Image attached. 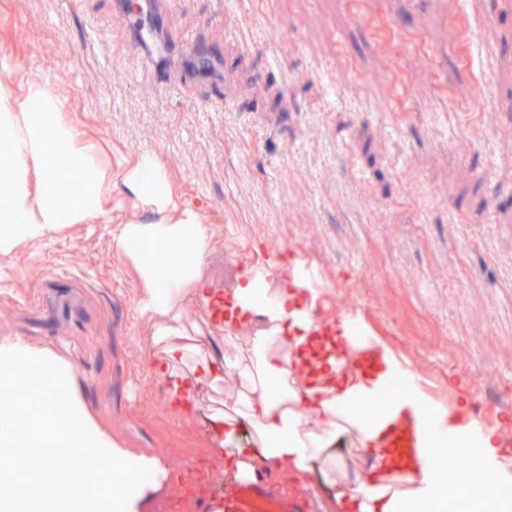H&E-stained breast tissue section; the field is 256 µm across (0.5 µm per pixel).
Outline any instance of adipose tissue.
I'll use <instances>...</instances> for the list:
<instances>
[{"label":"adipose tissue","instance_id":"ef3b65f1","mask_svg":"<svg viewBox=\"0 0 512 512\" xmlns=\"http://www.w3.org/2000/svg\"><path fill=\"white\" fill-rule=\"evenodd\" d=\"M11 57H0V259L24 245L42 243L74 224H91L112 210V180L102 169L101 143L68 118V101L50 80L15 83ZM68 156L82 192L63 202L57 196L53 162ZM121 176L134 207L153 213L135 217L112 232L116 254L139 276L136 309L149 325L157 358L158 388L167 399L185 400L206 385L225 389L221 447L236 446L252 428L259 449L246 468L281 476L297 474L328 493L338 512H450L466 499L482 512H512V498L495 485L461 479L449 486L439 466L422 471L416 455L390 448L386 437L406 420L414 392L392 398L379 365L362 369L364 345L312 333L300 308L296 285L270 287L267 275L245 272L232 294L212 287L203 274L213 233L201 208L180 200L167 167L143 153L125 163ZM226 308L219 348L204 349L187 320L189 306ZM253 313L266 327L249 329ZM427 453L441 455L452 439L475 447L479 470L512 464V428L475 429L466 397L430 417Z\"/></svg>","mask_w":512,"mask_h":512}]
</instances>
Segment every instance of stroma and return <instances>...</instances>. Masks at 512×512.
I'll list each match as a JSON object with an SVG mask.
<instances>
[{"label":"stroma","mask_w":512,"mask_h":512,"mask_svg":"<svg viewBox=\"0 0 512 512\" xmlns=\"http://www.w3.org/2000/svg\"><path fill=\"white\" fill-rule=\"evenodd\" d=\"M168 0L176 37L236 68L232 109L169 61L157 84L118 0H0V55L56 82L104 149L112 213L25 247L0 269V340L53 349L86 409L163 463L132 512H188L215 480L203 407L155 391L138 273L112 247L128 201L119 168L156 154L214 228L204 274L235 288L245 256L303 255L325 282L363 277L375 338L422 364L433 402L512 416V11L485 0ZM482 92L488 107L471 111ZM491 169L493 181L481 172Z\"/></svg>","instance_id":"stroma-1"}]
</instances>
